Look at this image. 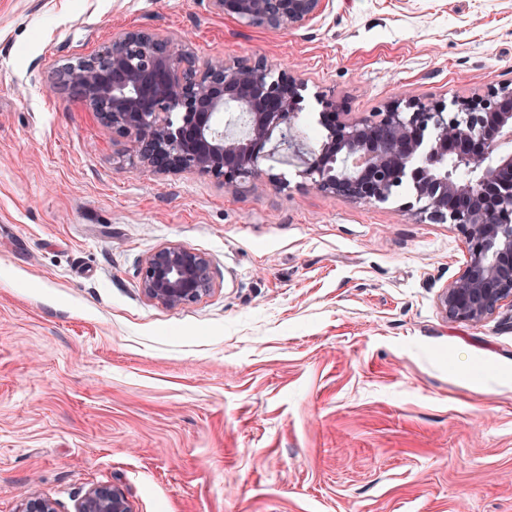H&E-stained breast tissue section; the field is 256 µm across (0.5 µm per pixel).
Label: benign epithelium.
Segmentation results:
<instances>
[{"mask_svg":"<svg viewBox=\"0 0 512 512\" xmlns=\"http://www.w3.org/2000/svg\"><path fill=\"white\" fill-rule=\"evenodd\" d=\"M218 15L275 30L303 27L328 0H209ZM54 84L74 91L87 109L129 140L134 166L150 173L196 172L226 188L262 185L259 164L273 136L297 140L304 81L288 71L272 76L263 59L197 63L173 40L143 29L113 35L102 51L68 63ZM321 149L304 157L302 174L326 194L371 204L385 201L412 178L415 213L448 222L464 238L466 265L439 295L452 321L482 323L512 305V154L496 155L512 137V86L490 87L458 100L393 102L352 117L331 93H321ZM239 109L244 131L224 130V108ZM464 170L468 178L456 177ZM140 288L155 304L177 309L212 290L210 261L169 243L144 261ZM17 512H57L55 501L24 496ZM75 512H134L115 487H90Z\"/></svg>","mask_w":512,"mask_h":512,"instance_id":"7a95c632","label":"benign epithelium"}]
</instances>
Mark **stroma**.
<instances>
[{"label": "stroma", "instance_id": "obj_1", "mask_svg": "<svg viewBox=\"0 0 512 512\" xmlns=\"http://www.w3.org/2000/svg\"><path fill=\"white\" fill-rule=\"evenodd\" d=\"M135 28L300 72L305 151L321 92L360 116L512 83V0H331L288 31L209 0H0V512L97 484L134 512H512V306L441 313L460 231L411 184L355 203L279 153L256 193L133 172L52 75ZM171 242L213 278L174 310L139 288Z\"/></svg>", "mask_w": 512, "mask_h": 512}]
</instances>
